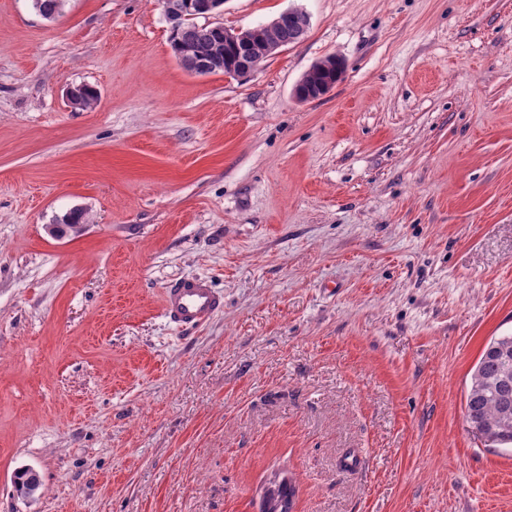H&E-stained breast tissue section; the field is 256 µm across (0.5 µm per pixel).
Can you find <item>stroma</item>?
Wrapping results in <instances>:
<instances>
[{"mask_svg":"<svg viewBox=\"0 0 512 512\" xmlns=\"http://www.w3.org/2000/svg\"><path fill=\"white\" fill-rule=\"evenodd\" d=\"M289 10L241 80L185 70L160 0H0V512H258L278 471L295 512H512V452L465 418L512 333V0L217 20ZM187 276L224 309L185 330ZM308 24L307 16L298 11H296L292 16H288V19L282 18V23L273 27L275 41L288 43V39L294 37L295 33L305 29ZM303 34V31L297 33L293 40L297 41ZM336 59L333 56L316 63L299 82L300 89L314 90L336 79V64L341 62ZM224 308V297L202 277L182 278L164 291L162 312L180 328L200 327Z\"/></svg>","mask_w":512,"mask_h":512,"instance_id":"obj_1","label":"stroma"}]
</instances>
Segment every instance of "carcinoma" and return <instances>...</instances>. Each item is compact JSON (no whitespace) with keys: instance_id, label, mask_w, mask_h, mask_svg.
I'll list each match as a JSON object with an SVG mask.
<instances>
[{"instance_id":"cac0c4a2","label":"carcinoma","mask_w":512,"mask_h":512,"mask_svg":"<svg viewBox=\"0 0 512 512\" xmlns=\"http://www.w3.org/2000/svg\"><path fill=\"white\" fill-rule=\"evenodd\" d=\"M34 8L45 18H53L61 11L63 0H33ZM308 26V18L302 12L282 20L268 33L265 26L253 28L249 36L262 51L247 59L257 67L267 58L266 49L270 37L286 43L295 33ZM172 50H181V65L189 71L209 74H225L240 63L241 57L228 44L224 35L212 25H199L195 17L181 20L178 28L170 31ZM336 57H328L316 63L299 82L300 88L314 90L336 79ZM466 419L475 435L485 446L512 449V336L491 339L484 349L471 376L465 403Z\"/></svg>"}]
</instances>
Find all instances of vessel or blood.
Listing matches in <instances>:
<instances>
[{"label":"vessel or blood","instance_id":"1","mask_svg":"<svg viewBox=\"0 0 512 512\" xmlns=\"http://www.w3.org/2000/svg\"><path fill=\"white\" fill-rule=\"evenodd\" d=\"M223 307L222 294L202 277L179 279L166 288L162 297L164 316L185 329L203 325Z\"/></svg>","mask_w":512,"mask_h":512}]
</instances>
